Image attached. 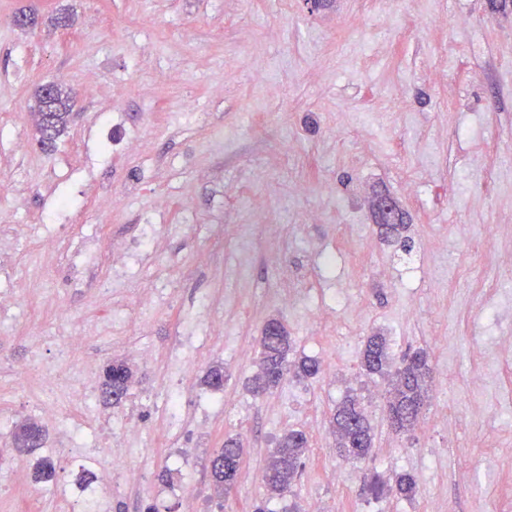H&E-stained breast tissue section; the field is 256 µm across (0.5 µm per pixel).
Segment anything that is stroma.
I'll use <instances>...</instances> for the list:
<instances>
[{"label":"stroma","mask_w":512,"mask_h":512,"mask_svg":"<svg viewBox=\"0 0 512 512\" xmlns=\"http://www.w3.org/2000/svg\"><path fill=\"white\" fill-rule=\"evenodd\" d=\"M22 12L33 19L23 29ZM51 80L74 107L48 153L30 114ZM510 154L512 0H321L312 11L303 0H0V294L22 293L0 313V410L28 420L36 390L17 385V368L34 354L53 363V335L82 329L74 361L99 371L128 348L152 352L124 402H99L89 423L95 436L104 419L135 429L123 449L151 475L105 497L103 512H185L190 496L202 512H503L512 427L498 401L512 368L495 339L512 336V264L493 228L512 225ZM381 194L407 215L410 261L377 235ZM49 235L59 253L41 251ZM85 237L135 249L124 269H99L111 300L63 264ZM140 288L159 292L150 310L128 301ZM272 317L298 355L334 365L335 382L322 372L252 396ZM377 332L394 361L422 349L434 373L409 435L368 393L385 385L361 368ZM195 355L187 415L167 429L169 372ZM214 365L220 391L202 382ZM349 395L374 429L366 462L332 451L328 420ZM291 428L310 440L305 466L273 498L252 477ZM229 437L246 455L222 497L209 462ZM40 456L61 464L46 485L31 480ZM62 459L51 442L20 454L0 438V512H59L58 490L96 467ZM344 469L351 478L337 482ZM405 472L414 499L368 493L372 476Z\"/></svg>","instance_id":"1"}]
</instances>
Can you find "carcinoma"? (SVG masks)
<instances>
[{
	"label": "carcinoma",
	"instance_id": "1",
	"mask_svg": "<svg viewBox=\"0 0 512 512\" xmlns=\"http://www.w3.org/2000/svg\"><path fill=\"white\" fill-rule=\"evenodd\" d=\"M36 109L32 113L35 132L41 145L53 146L64 132L71 115L73 97L65 85L54 83L52 104H47L43 86L36 91ZM407 225L396 224L385 231H378L380 238L408 255L413 251L412 238L405 235ZM293 352L291 336L284 325H279L275 334L261 332L259 339L258 371L251 379V392L262 396L281 386L288 379L309 380L319 373V363L311 357L290 359ZM388 363V343L384 336L374 335L367 339L362 364L370 374H382ZM431 367L427 353L423 350L407 352L402 357V366L394 372L389 382V398L386 405V421L397 433H408L418 423L424 406ZM134 383V373L124 361H114L104 372L103 387L106 393L129 394ZM332 434L336 437V450L349 460H364L373 450L374 434L359 403L354 398L345 399L332 413ZM43 436L42 427L27 420L17 427L15 441L21 448L31 450L37 441L34 436ZM309 448L307 434L291 429L278 440L267 460L265 479L269 491L284 494L291 490L303 466V458ZM245 448L234 438L224 441L211 461V476L216 486L228 492L235 485ZM57 465L51 458H42L33 465L32 476L36 482H47L56 473ZM396 493L411 499L417 493V482L413 475L401 473L395 480Z\"/></svg>",
	"mask_w": 512,
	"mask_h": 512
}]
</instances>
